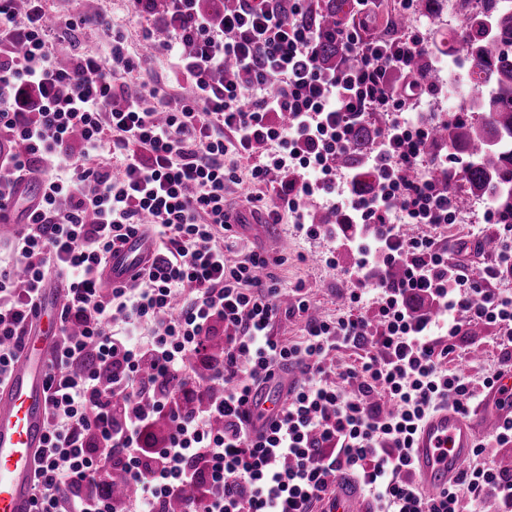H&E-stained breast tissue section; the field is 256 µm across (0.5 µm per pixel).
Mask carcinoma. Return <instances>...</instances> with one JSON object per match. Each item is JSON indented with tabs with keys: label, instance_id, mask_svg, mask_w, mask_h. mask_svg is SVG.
Masks as SVG:
<instances>
[{
	"label": "carcinoma",
	"instance_id": "carcinoma-1",
	"mask_svg": "<svg viewBox=\"0 0 512 512\" xmlns=\"http://www.w3.org/2000/svg\"><path fill=\"white\" fill-rule=\"evenodd\" d=\"M475 12H461L455 42L448 44V61L467 67L458 87L463 102L484 113L480 120L457 114L437 124L440 133L431 135L425 151L446 148L463 162L459 177H440L439 186L451 192L465 207L472 197H486L499 218L512 222V0H476ZM442 0H414V12L429 20L438 18ZM345 0H324L318 22L328 27L340 22ZM433 52L413 56L410 66L424 83L438 87L443 76L432 63ZM373 131L361 127L349 138L336 163L355 165L357 178L365 187L374 185L366 167Z\"/></svg>",
	"mask_w": 512,
	"mask_h": 512
}]
</instances>
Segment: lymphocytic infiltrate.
<instances>
[{"label": "lymphocytic infiltrate", "mask_w": 512, "mask_h": 512, "mask_svg": "<svg viewBox=\"0 0 512 512\" xmlns=\"http://www.w3.org/2000/svg\"><path fill=\"white\" fill-rule=\"evenodd\" d=\"M16 2L0 0V133L17 146L0 164V200L30 179L42 196L0 259V384L29 345L42 288L65 285L36 512H313L345 473L375 512H461L462 500L476 506L489 493L498 512H512V473L482 463L490 448L512 444L511 418L438 495L411 478L425 418L446 404L473 410L496 381L446 368L464 327L498 326L497 366H512V295L488 285L512 275V224L499 225L493 261L478 270L449 263L427 232L460 210L437 191L448 162L426 161L431 128L400 90L420 38L344 26L328 67L310 0H236L222 13L168 0L166 37L143 31L153 52L129 55L111 19L77 13L61 30L96 28L101 47L62 57L43 0ZM162 55L191 97L135 82ZM378 112L376 185L359 191L336 155ZM229 155L252 160L251 184L280 175L276 197L246 198L268 223L291 215L312 239L354 226L344 315H313L300 284L283 307L271 271L279 260L267 253L227 264L240 221L225 193L240 180ZM316 197L331 200L341 223L307 224ZM138 234L154 250L130 284H107L109 257ZM394 265L396 283L386 277ZM369 296L371 317L362 311ZM418 297L437 313L411 307ZM293 316L304 336L290 344L273 328ZM340 343L363 347L361 362L328 363ZM286 368L301 380L251 434L252 388Z\"/></svg>", "instance_id": "f902f5d3"}]
</instances>
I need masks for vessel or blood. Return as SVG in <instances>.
Here are the masks:
<instances>
[{
  "mask_svg": "<svg viewBox=\"0 0 512 512\" xmlns=\"http://www.w3.org/2000/svg\"><path fill=\"white\" fill-rule=\"evenodd\" d=\"M38 183L21 184L13 197L0 203V231L15 228L19 215L39 201ZM153 246L149 238H129L113 254L105 275L121 285L144 264ZM46 354L28 346L7 384L0 386V512H35L34 471L45 446L48 404L45 389ZM285 394L279 386L260 388L254 412L273 418ZM512 419V371L504 373L486 393L480 407L465 413L451 406L438 408L413 438V477L420 490L433 495L468 466L479 424L496 429ZM369 502L351 485H338L319 512H369Z\"/></svg>",
  "mask_w": 512,
  "mask_h": 512,
  "instance_id": "vessel-or-blood-1",
  "label": "vessel or blood"
}]
</instances>
